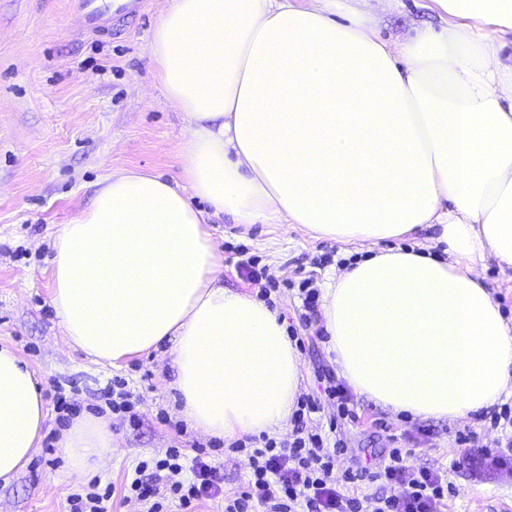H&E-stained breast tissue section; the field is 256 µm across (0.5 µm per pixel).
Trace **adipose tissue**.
<instances>
[{
	"label": "adipose tissue",
	"mask_w": 512,
	"mask_h": 512,
	"mask_svg": "<svg viewBox=\"0 0 512 512\" xmlns=\"http://www.w3.org/2000/svg\"><path fill=\"white\" fill-rule=\"evenodd\" d=\"M426 7L442 26L387 40L370 0H167L148 56L189 123L180 178L108 175L57 231L51 304L68 344L112 366L167 348L179 414L204 436L287 424L300 355L278 309L225 289L198 199L238 224L374 247L322 287L354 393L452 423L512 392V328L478 270L512 269V0ZM426 228L440 255L397 246ZM46 418L28 364L0 346V481L37 453ZM59 446L79 475L114 451L101 417Z\"/></svg>",
	"instance_id": "adipose-tissue-1"
}]
</instances>
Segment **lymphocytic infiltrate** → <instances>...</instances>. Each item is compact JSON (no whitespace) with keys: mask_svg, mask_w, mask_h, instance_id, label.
<instances>
[{"mask_svg":"<svg viewBox=\"0 0 512 512\" xmlns=\"http://www.w3.org/2000/svg\"><path fill=\"white\" fill-rule=\"evenodd\" d=\"M320 409L318 400L301 398L291 440L264 435L230 444L231 452L247 460L248 480L240 492L222 496L221 467L204 453L187 464L172 448L164 458L139 462L126 481L127 495L147 512H164L169 497L188 512L217 496L224 499V512H438L454 496L447 474L409 466L398 448L375 470L347 461L340 440L308 430L306 416Z\"/></svg>","mask_w":512,"mask_h":512,"instance_id":"1","label":"lymphocytic infiltrate"}]
</instances>
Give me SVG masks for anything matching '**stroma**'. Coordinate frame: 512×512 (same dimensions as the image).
I'll use <instances>...</instances> for the list:
<instances>
[{"label":"stroma","mask_w":512,"mask_h":512,"mask_svg":"<svg viewBox=\"0 0 512 512\" xmlns=\"http://www.w3.org/2000/svg\"><path fill=\"white\" fill-rule=\"evenodd\" d=\"M165 0H149L145 12L120 32L84 34L73 0H0V345L15 349L35 372L47 407L46 429L62 428L54 404V384H75L81 410L109 415L117 447L99 471L112 486V512H143L124 499L121 487L138 462L164 457L168 449H210L224 472L225 489H243L244 458L183 427L171 383L175 367L163 352L137 356L112 368L91 362L68 346L51 306L52 242L60 225L87 208L108 174L137 169L178 179L177 145L188 122L164 98L146 47ZM440 27V19L404 0L382 12L379 34L408 36L416 28ZM214 241L224 256L225 288L249 293L237 263L255 258L277 284L314 276L323 282L330 269L355 262L360 246L311 238L299 226L232 223L212 218ZM269 302L286 318L302 361L300 392L322 400L307 425L326 430L335 414L323 397L322 377L337 372L326 340L301 325L295 292L271 294ZM125 383L138 398L137 421L110 414L100 391L112 381ZM359 423L341 433L361 463L377 467L392 444L408 448L416 467L447 471L457 491L447 512H499L512 503V471L493 466L486 446L501 438L491 425L499 406L451 423L397 417L372 400L352 395ZM385 421L389 432L375 431ZM480 434L483 445L465 448L456 435ZM83 478L66 470L60 448L40 449L9 483L0 482V512H68L67 498Z\"/></svg>","instance_id":"1"}]
</instances>
